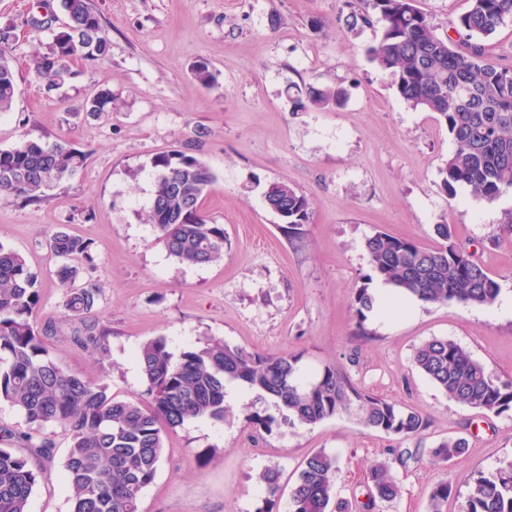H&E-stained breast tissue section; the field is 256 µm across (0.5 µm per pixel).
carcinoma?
Masks as SVG:
<instances>
[{"instance_id": "cac0c4a2", "label": "carcinoma", "mask_w": 512, "mask_h": 512, "mask_svg": "<svg viewBox=\"0 0 512 512\" xmlns=\"http://www.w3.org/2000/svg\"><path fill=\"white\" fill-rule=\"evenodd\" d=\"M363 11L349 15L348 25L371 22L374 11L383 22L379 42L367 49L368 60L390 72L401 98L437 114L455 149L441 169V185L449 194L466 185L487 200L512 191V69L491 61L476 39L487 38L507 18L512 0H470V8L453 29L466 32L461 45L435 33L416 0H359ZM67 17L65 30L53 35L48 51L31 55L34 74L46 80L48 93L75 76L66 62L76 56L105 58L111 42L100 14L90 0H60ZM16 94L10 61L0 49V114L9 111ZM341 87L296 88L294 104L327 109L344 103ZM88 112L112 110V91L101 89L87 104ZM86 154L62 140L24 139L0 149V195L33 201L86 164ZM159 170L148 212L157 240L170 256L187 265H202L224 257V225L212 222L202 200L214 174L199 159L183 152L154 160ZM272 210H288V234L309 221L311 203L286 182H274L265 193ZM441 243L425 247L413 239L378 231L366 240L371 274L355 296L357 313L366 319L376 299L368 283L378 278L395 291L429 304L491 305L499 283L453 240L452 227L438 224ZM49 247L62 261L56 270L64 288V307L83 321L77 340L97 349L105 335L86 322L100 286L87 281L75 286L82 260L92 266L91 244L63 231L53 233ZM39 303L38 274L19 253L0 245V402L20 411L30 431L1 433V441L17 436L26 447L50 456L53 443L41 429L54 425L71 442L64 477L72 490L71 512H140L143 491L155 480L164 451L166 431L191 418L222 421L227 415L225 385L236 382L256 395L247 415L253 426L272 434L280 425L312 427L356 412L367 428L412 437L427 421L404 408L357 387L348 375L331 366L306 379L299 357L266 355L209 340L174 356L165 337L143 342L137 360L148 400L119 399L107 386L64 370L51 356L45 338L54 330L33 321ZM413 365L448 398L473 409L501 415L512 410V379L489 373L469 351L446 339L433 338L416 349ZM274 406L277 414L269 413ZM460 438L442 440L432 451L434 463H446L465 452ZM339 460L323 450L311 453L298 472L288 500V512H342L336 498ZM49 472L29 457L0 448V512H28L29 500ZM279 470L259 474L268 496L258 512H278ZM371 501L391 502L401 488L385 462L374 464L368 476ZM457 493L452 481L437 483L427 512H447L448 498ZM466 512H512V459L495 471H476L467 482Z\"/></svg>"}]
</instances>
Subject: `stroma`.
<instances>
[{"instance_id": "1", "label": "stroma", "mask_w": 512, "mask_h": 512, "mask_svg": "<svg viewBox=\"0 0 512 512\" xmlns=\"http://www.w3.org/2000/svg\"><path fill=\"white\" fill-rule=\"evenodd\" d=\"M350 0H92L111 41L103 60L77 59L73 79L52 94L32 73L29 56L47 48L60 27V0H0V29L11 28L17 95L0 117V148L25 138L63 140L88 156L73 177L41 201L0 198V245L21 253L39 275L36 325L55 323L46 343L65 370L107 385L120 399L146 387L136 351L165 337L172 353L211 338L263 354L290 353L312 376L335 366L353 383L416 409L427 429L408 439L364 427L355 413L313 427L267 434L246 421L251 402L231 405L224 422L191 420L169 431L156 479L141 512H256L266 489L258 476L281 472L290 488L298 466L316 450L338 455L336 496L347 512H369L372 464L389 462L400 498L370 502V512H426L433 487L457 489L448 512H465L466 479L512 458V415L460 405L415 370V349L432 338L452 341L500 378H512V310L426 304L387 320L358 317L355 293L365 283L367 237L385 231L436 245L435 227L451 225L465 246L512 294V191L489 201L470 187L447 194L440 167L453 149L445 124L412 108L386 70L365 50L383 24L349 28ZM216 81L200 85L196 64ZM341 86L343 106L295 108L293 87ZM112 90V109L94 115L86 103ZM183 151L204 162L215 181L203 199L223 225L222 260L187 266L170 257L146 221L155 191L156 157ZM288 182L311 202L310 219L288 235L265 203L271 183ZM66 230L89 241L94 265L80 281L100 284L91 313L108 329L105 346L76 340L63 307L59 264L48 244ZM365 335H358V327ZM45 467L49 481L32 494L28 512H70L64 480L69 439L55 426ZM448 437L468 448L445 464L431 450ZM411 453L395 462L393 449Z\"/></svg>"}]
</instances>
